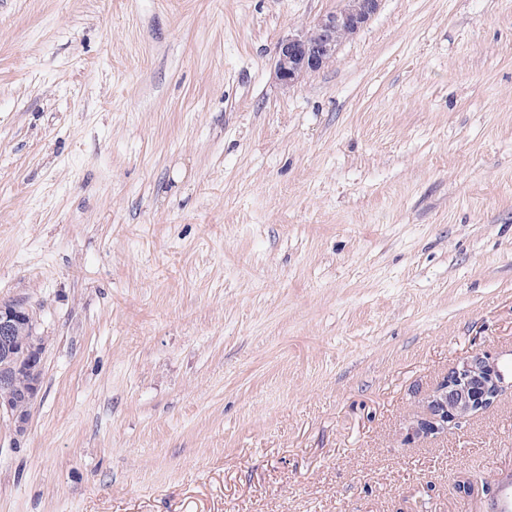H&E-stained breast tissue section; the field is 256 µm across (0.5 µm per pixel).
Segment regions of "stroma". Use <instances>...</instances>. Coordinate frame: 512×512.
<instances>
[{
	"label": "stroma",
	"mask_w": 512,
	"mask_h": 512,
	"mask_svg": "<svg viewBox=\"0 0 512 512\" xmlns=\"http://www.w3.org/2000/svg\"><path fill=\"white\" fill-rule=\"evenodd\" d=\"M0 0V303L43 386L0 512H488L512 390V0ZM477 481L473 496L455 485ZM380 0H355L336 11L321 15L309 29L280 40L276 46V67L281 83L291 86L306 73L320 70L334 55L338 46L367 25L376 13ZM511 381L497 364L481 353H472L444 376L422 400L423 413L409 423L415 438L444 434L492 406Z\"/></svg>",
	"instance_id": "obj_1"
}]
</instances>
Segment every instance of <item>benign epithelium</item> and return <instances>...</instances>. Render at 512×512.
Masks as SVG:
<instances>
[{"mask_svg":"<svg viewBox=\"0 0 512 512\" xmlns=\"http://www.w3.org/2000/svg\"><path fill=\"white\" fill-rule=\"evenodd\" d=\"M380 0H355L354 4L321 15L309 29L280 40L276 46V67L281 83L291 86L306 73L321 69L334 55L336 31L354 34L367 25ZM28 314L20 302L0 304V335L10 333L14 322ZM512 386L497 364L481 353L464 358L443 377L438 386L422 400L423 413L409 423L415 438L448 432L457 425L492 406ZM0 414L14 422L16 433L25 431L30 413H20L8 400L0 399Z\"/></svg>","mask_w":512,"mask_h":512,"instance_id":"benign-epithelium-1","label":"benign epithelium"}]
</instances>
